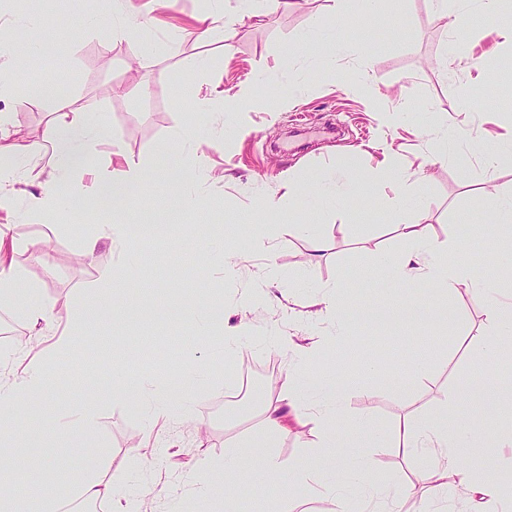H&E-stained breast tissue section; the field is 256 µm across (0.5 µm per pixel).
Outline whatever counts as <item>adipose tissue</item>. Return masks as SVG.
I'll return each mask as SVG.
<instances>
[{
  "label": "adipose tissue",
  "instance_id": "adipose-tissue-1",
  "mask_svg": "<svg viewBox=\"0 0 512 512\" xmlns=\"http://www.w3.org/2000/svg\"><path fill=\"white\" fill-rule=\"evenodd\" d=\"M10 124V113L1 112L0 182L23 176L26 161L38 152L34 145L22 152L9 145ZM106 132L103 123L87 120L79 113H54L44 134L45 143L53 150V175L43 185L38 199L44 213H54L66 194L73 172L85 165L90 143L105 136ZM147 179L141 166L131 163L123 183L115 184L98 176L94 178L92 188L104 209L108 210L123 204ZM158 230L155 224H100L94 233L86 236L83 254L93 257L104 239L123 245L133 237H152ZM395 230L409 249L394 267V275L444 288L453 287L458 277H467L483 302L487 321L479 355L496 353L512 358V303L497 297L494 284L485 274L458 268L450 262V254L459 248L458 242L438 240L429 225L416 221L397 223ZM30 247V242L9 240L0 232V308L11 310L31 330L39 332L58 322L61 315L44 298L40 288L17 285L18 269L14 256ZM277 342L292 352L297 363L280 377L278 398L264 406L260 425L264 437L270 439L315 424L321 435L320 454L292 466L289 473L293 485L328 503V512H403L414 494L413 488L390 487L370 478L373 468L371 449L391 444L415 458L420 465V476L429 492L420 512H444L452 496L480 501L481 505L491 507L492 512H512V501L501 496L498 482L488 476L484 464L462 459V449L469 440H483L488 436L475 420L445 413L419 420L408 417L399 423L395 442H388L382 433L373 429L369 419L353 421L347 417L343 385L325 384L313 376L308 356L321 345V337H309L302 344L293 337L281 336ZM0 364L18 365L23 369L20 376L0 384V512H61L63 504L75 499L110 502L112 512H147L145 500L132 495L117 497L113 483L105 475L112 466L107 457L94 458L82 474L64 476L51 490L36 498L20 493L24 471L11 448L18 433L17 407L39 411V421L45 429H64L88 439L96 427L100 402L97 398H89L67 419H59L42 410L46 374L42 366L29 361L26 349L16 348L1 354ZM199 376V371L193 369L178 378L162 381L154 414L168 415L170 404L193 399L200 386ZM245 448V442L230 440L226 443L223 461L197 460L196 469L204 476L197 488L200 496H208L212 485L223 473L238 468Z\"/></svg>",
  "mask_w": 512,
  "mask_h": 512
}]
</instances>
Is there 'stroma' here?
Listing matches in <instances>:
<instances>
[{"mask_svg": "<svg viewBox=\"0 0 512 512\" xmlns=\"http://www.w3.org/2000/svg\"><path fill=\"white\" fill-rule=\"evenodd\" d=\"M210 8L209 0H152L144 12L126 11L122 0H0L5 43L23 44L28 25H45L39 65L14 72L23 101L0 99V110L12 115V141L40 140L54 113H93L108 134L90 150L92 168L118 183L131 160L156 176L121 210L124 223H143L150 208L157 221H176L164 234L130 242L120 253L103 241L88 259L82 255L85 235L112 218L84 192L80 177L53 217L36 208L39 186L52 173L50 149L32 160L23 178L0 185L15 213L7 236L36 241L50 256L45 263L18 253L20 286L37 284L63 317L83 327L69 354L45 356L47 409L66 414L115 374L142 380L141 396L149 401L158 379L192 366L207 375L191 421L174 413L155 424L135 402L102 400L94 446L20 417L14 454L33 462L24 477L28 496L41 494L58 473L80 472L98 446L114 461L132 458L118 490L149 501L150 512L165 508L153 497L160 488L179 498L185 512H212L210 503L193 494L194 464L202 457L223 461L228 439L260 437L261 411L277 398L270 387L294 364L291 353L276 344L279 336L323 335L313 373L349 382V416L370 418L386 434L409 413H469V403L457 398L458 386L475 377L491 383L512 370V363L496 356L474 357L472 341L485 332L486 318L467 283L448 293L393 279L384 265L406 250L395 223L416 220L439 239L463 241L455 262L496 273L493 256L502 231L490 219L487 194L512 192V167L488 165L486 155L497 139L512 133V67L499 61L497 46L500 30L512 28V8L493 20L475 10L452 27L437 15L434 0H373L365 7L347 0L344 54L332 50L340 31L326 0H303L296 10L270 13L260 25L244 17L224 34L197 41V20ZM114 16L133 28V37L115 40L102 32L100 22ZM452 42L463 46V54H449ZM226 43L231 53L223 52ZM48 80L62 82L65 98L40 94ZM469 81L481 93L465 110L449 86ZM290 88L297 91L291 108L266 111V103ZM216 90L248 93L255 105L245 112L211 108L207 101ZM396 103L402 112L382 125L374 105ZM436 129L447 130L449 145L467 156V165L430 158ZM187 133L206 158L197 178L206 202L189 208L172 197L166 181L188 167L181 147ZM387 150L414 179L398 213L388 207L390 186L375 177ZM336 166L356 175L363 212L314 192L316 178ZM288 173L296 181L289 196L280 187ZM261 198L282 205L256 211ZM254 224L273 230V254L249 250ZM298 224L326 236L324 255H315L309 237L295 232ZM228 245L247 255L234 278L201 262L202 249L217 252ZM108 265L129 269L114 296L123 314L87 317L99 271ZM339 279L353 312L334 327L308 311ZM193 298L204 299L209 314L238 310L249 323L223 364L209 362L211 346L224 343L223 333L201 335L183 316L184 303ZM414 301L428 303V316L406 311ZM446 310L461 312L456 329L441 323L439 314ZM21 336L31 353L43 354L52 334H32L13 312L0 310V350ZM356 341L386 363V376L370 380L350 368L341 352ZM424 347L430 350L427 371L409 393L397 395L393 381L406 378L408 358ZM246 364L256 368L261 392L243 409L238 396ZM145 438L149 447L139 448ZM318 444L311 425L273 441L267 453L283 470L254 488L241 502L242 512H321L322 502L292 488L287 474L318 454ZM372 455L373 480L423 492L411 459L394 448H376ZM47 458L57 470L36 467V460Z\"/></svg>", "mask_w": 512, "mask_h": 512, "instance_id": "obj_1", "label": "stroma"}]
</instances>
